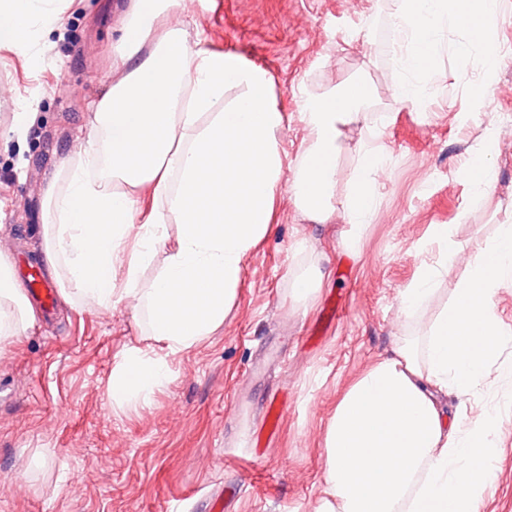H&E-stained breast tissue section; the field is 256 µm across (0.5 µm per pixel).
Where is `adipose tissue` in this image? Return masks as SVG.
I'll use <instances>...</instances> for the list:
<instances>
[{"label": "adipose tissue", "instance_id": "ef3b65f1", "mask_svg": "<svg viewBox=\"0 0 512 512\" xmlns=\"http://www.w3.org/2000/svg\"><path fill=\"white\" fill-rule=\"evenodd\" d=\"M66 0H0V47L36 56ZM393 27L405 75L397 97L436 70L440 35L461 31L486 45L498 0H394ZM178 0H132L112 51L118 78L91 105L82 148L45 193L43 260L65 302L96 308L132 303L147 321L146 347L127 348L112 371L115 403H149L170 376V358L220 327L234 305L248 256L274 230L286 157V117L264 69L238 56L189 46ZM362 81L308 96L306 146L294 169L292 205L313 224L349 223L344 246L359 251L384 164L367 134L349 176L337 163L339 129L370 101ZM400 293L412 316L436 293L444 266L465 263L454 296L418 333L401 339L344 391L325 427L324 496L316 512H476L494 453L498 417L460 425L445 396L474 394L498 366L502 334L494 297L512 282V225H499L477 255H464L444 224ZM161 262L151 282L145 269ZM33 316L8 258H0V344Z\"/></svg>", "mask_w": 512, "mask_h": 512}]
</instances>
